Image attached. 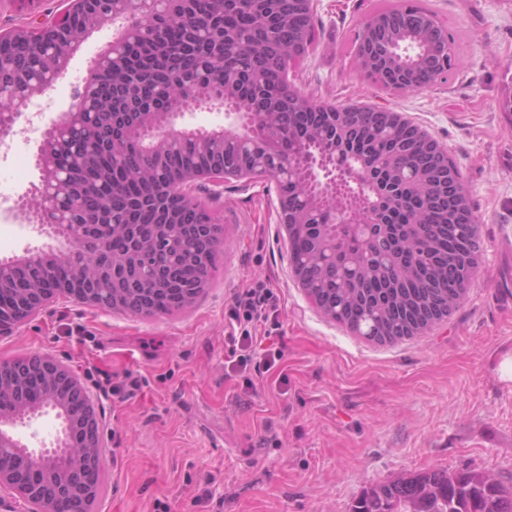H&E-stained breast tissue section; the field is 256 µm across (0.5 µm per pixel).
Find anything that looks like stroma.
Here are the masks:
<instances>
[{
  "mask_svg": "<svg viewBox=\"0 0 512 512\" xmlns=\"http://www.w3.org/2000/svg\"><path fill=\"white\" fill-rule=\"evenodd\" d=\"M403 0H315L317 47L289 74L304 97L402 112L447 148L476 214L482 254L448 318L394 343L352 334L300 288L274 181L203 185L224 229L210 285L189 306L154 316L70 299L0 335V363L32 353L67 364L101 424L94 512H349L372 485L432 469H476L512 485V0H419L447 26L461 63L413 93L385 89L354 61L359 24ZM68 0H0V32L33 28ZM114 29L93 32L0 151V183L26 195L37 150L67 111ZM0 202V261L52 245ZM262 282L278 300L271 335L283 357L254 388L224 372L234 297ZM136 378L137 397L112 389Z\"/></svg>",
  "mask_w": 512,
  "mask_h": 512,
  "instance_id": "stroma-1",
  "label": "stroma"
}]
</instances>
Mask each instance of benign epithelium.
Listing matches in <instances>:
<instances>
[{
	"instance_id": "obj_1",
	"label": "benign epithelium",
	"mask_w": 512,
	"mask_h": 512,
	"mask_svg": "<svg viewBox=\"0 0 512 512\" xmlns=\"http://www.w3.org/2000/svg\"><path fill=\"white\" fill-rule=\"evenodd\" d=\"M70 2L68 10L36 29L0 32V110L10 119L0 128L2 142L32 99L51 89L86 37L118 25L110 49L95 61L70 110L42 134L38 189L14 206L35 220L30 200H40L48 186L58 188L64 209L52 228L69 247L28 251L0 262V333L59 297L138 315L149 304L148 266L159 290L179 293L181 307L189 304L208 288L207 276L192 265L186 278L170 287L171 274L156 259L172 243V232L191 223L193 212L204 211L195 197L203 183L261 177L290 189L278 203L291 265L301 288L320 301L324 313L366 336H406L411 328L448 317V305L424 307L405 294L428 269L426 287L452 276L456 287L466 289L478 259V250L465 249V240L478 239V220L446 148L393 108L311 101L295 91L297 109L319 120L287 127L279 113L243 98L244 87L258 85V72L223 73L227 54L253 60L268 54V45L243 37L258 24L290 34V46L280 47L279 54L281 83L291 86L290 67L316 46L314 0H251L243 26L231 32L224 29L222 13L201 14L193 9L195 0ZM161 13L194 34L196 63L210 72L218 90L160 100L143 93L144 75L128 68L125 52L152 32ZM399 13L362 19L355 44L358 71L403 93L447 79L448 63L460 62L448 28L425 11L406 36L395 25ZM204 106L224 110V125L176 128L184 112ZM399 126L408 128L403 149L384 152L375 177L368 166L370 147ZM259 130L265 133L263 148L257 146ZM286 136L295 137L291 161L276 151ZM132 139L144 143L134 166L126 160ZM63 147L75 154L72 170L56 163ZM406 199L414 206L422 262L416 254L407 258V249L395 244L386 218L385 205ZM336 224L375 229L373 244L349 256L354 274L346 278L336 266ZM196 227L200 247L215 254L224 235L206 218ZM115 238L123 248H112ZM394 300L405 302L407 315L392 324L381 312ZM50 411L61 422L55 446H28L17 427H30ZM99 446L95 406L66 364L43 354L0 363V490L25 499L33 512H89L101 467Z\"/></svg>"
}]
</instances>
